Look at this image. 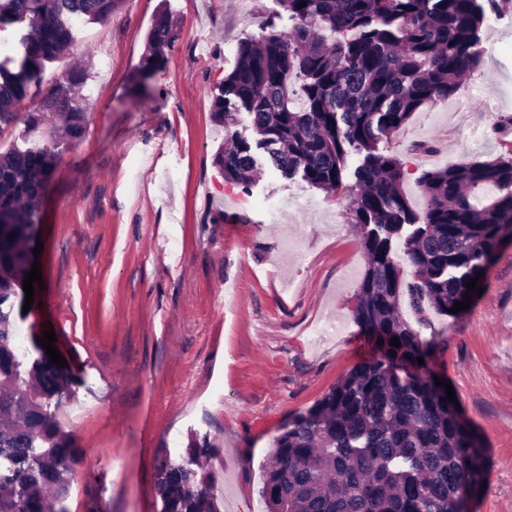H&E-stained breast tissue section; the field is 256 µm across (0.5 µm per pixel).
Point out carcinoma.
<instances>
[{"label":"carcinoma","instance_id":"cac0c4a2","mask_svg":"<svg viewBox=\"0 0 512 512\" xmlns=\"http://www.w3.org/2000/svg\"><path fill=\"white\" fill-rule=\"evenodd\" d=\"M277 2L291 29L272 23L242 39L214 100L224 124L218 160L225 180L246 183L255 151L269 143L282 175L299 174L332 195L343 188L350 156L363 155L352 173L348 223L366 258L355 320L373 353L275 437L260 490L264 512H461L481 493L486 451L436 385L435 341L402 317L401 298L418 312L428 305L446 315L465 300L468 280L485 276L512 236V156L424 173L417 211L405 197L400 161L380 153L379 143L456 94L480 63L481 31L497 0ZM117 7L118 0H0V23L25 27L18 68L0 62V126L19 120L31 89L41 90L45 63L71 45L69 20L107 21ZM173 38L165 22L154 27L135 85L145 86ZM79 91L73 73L44 91L43 108L60 120L50 139L82 135L88 107ZM232 102L248 113L255 141L233 130ZM55 159L50 147L0 153V512H69L76 448L51 408L71 399L72 381L36 337L32 358L16 343L38 237L35 203ZM158 493L162 512H217L207 476L169 457Z\"/></svg>","mask_w":512,"mask_h":512}]
</instances>
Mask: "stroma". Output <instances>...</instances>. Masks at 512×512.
Instances as JSON below:
<instances>
[{"label":"stroma","mask_w":512,"mask_h":512,"mask_svg":"<svg viewBox=\"0 0 512 512\" xmlns=\"http://www.w3.org/2000/svg\"><path fill=\"white\" fill-rule=\"evenodd\" d=\"M277 0H119L79 19L43 86L82 77L89 119L57 150L39 204L44 286L20 334L54 330L77 381L56 419L77 448L67 505L160 512L163 456L197 463L221 512H261L273 441L372 353L354 319L365 256L348 193L287 179L266 157L226 182L214 99L240 40L276 19ZM176 39L144 94L134 75L149 31ZM483 55L456 95L414 113L379 145L399 159L414 209L423 173L512 154V11L482 31ZM483 293L456 316L402 302L435 338V370L488 450L473 512H512V240Z\"/></svg>","instance_id":"stroma-1"}]
</instances>
